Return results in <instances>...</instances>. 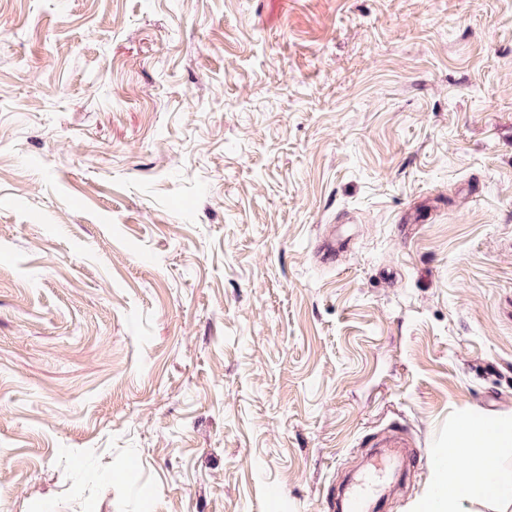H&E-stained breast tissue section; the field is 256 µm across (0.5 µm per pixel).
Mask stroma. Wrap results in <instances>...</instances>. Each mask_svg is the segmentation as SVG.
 <instances>
[{
  "label": "stroma",
  "mask_w": 512,
  "mask_h": 512,
  "mask_svg": "<svg viewBox=\"0 0 512 512\" xmlns=\"http://www.w3.org/2000/svg\"><path fill=\"white\" fill-rule=\"evenodd\" d=\"M467 408L512 416V0H0V512H331L393 427L417 512Z\"/></svg>",
  "instance_id": "1"
}]
</instances>
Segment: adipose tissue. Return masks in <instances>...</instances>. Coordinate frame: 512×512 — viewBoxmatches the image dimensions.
<instances>
[{"instance_id": "adipose-tissue-1", "label": "adipose tissue", "mask_w": 512, "mask_h": 512, "mask_svg": "<svg viewBox=\"0 0 512 512\" xmlns=\"http://www.w3.org/2000/svg\"><path fill=\"white\" fill-rule=\"evenodd\" d=\"M449 450L435 459L436 481L420 512H463L466 503L477 499L512 502V476L497 469L496 451L512 447V417L487 418L480 411L458 415ZM468 464L459 467L456 458Z\"/></svg>"}]
</instances>
